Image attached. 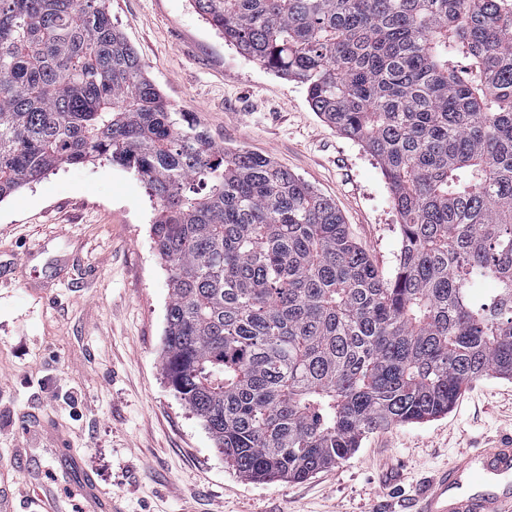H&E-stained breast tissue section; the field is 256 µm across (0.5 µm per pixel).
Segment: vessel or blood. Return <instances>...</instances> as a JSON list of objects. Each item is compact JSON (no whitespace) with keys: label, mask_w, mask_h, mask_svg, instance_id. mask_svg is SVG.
Here are the masks:
<instances>
[{"label":"vessel or blood","mask_w":512,"mask_h":512,"mask_svg":"<svg viewBox=\"0 0 512 512\" xmlns=\"http://www.w3.org/2000/svg\"><path fill=\"white\" fill-rule=\"evenodd\" d=\"M62 459L69 481L81 494L80 512H121L81 455L66 448ZM20 512H62V507L47 489L24 501ZM411 512H512V439L463 451L451 467L420 485Z\"/></svg>","instance_id":"vessel-or-blood-1"}]
</instances>
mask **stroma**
I'll use <instances>...</instances> for the list:
<instances>
[{"label":"stroma","mask_w":512,"mask_h":512,"mask_svg":"<svg viewBox=\"0 0 512 512\" xmlns=\"http://www.w3.org/2000/svg\"><path fill=\"white\" fill-rule=\"evenodd\" d=\"M112 21L177 111L216 143L266 156L340 212L384 274L401 236L381 165L324 122L299 81L243 56L192 0H110ZM156 204L132 171L105 160L65 165L0 201V465L33 447L30 482L77 512L51 422L123 512H379L466 448L512 438V380L468 384L448 414L368 434L342 463L299 481L246 480L167 384L161 365L169 272L150 232ZM390 459L389 487L378 467Z\"/></svg>","instance_id":"1"}]
</instances>
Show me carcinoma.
Returning a JSON list of instances; mask_svg holds the SVG:
<instances>
[{"mask_svg": "<svg viewBox=\"0 0 512 512\" xmlns=\"http://www.w3.org/2000/svg\"><path fill=\"white\" fill-rule=\"evenodd\" d=\"M193 2L380 162L394 276L330 199L174 111L110 0H0V201L63 164L138 175L165 378L243 479H306L512 378V0Z\"/></svg>", "mask_w": 512, "mask_h": 512, "instance_id": "obj_1", "label": "carcinoma"}]
</instances>
